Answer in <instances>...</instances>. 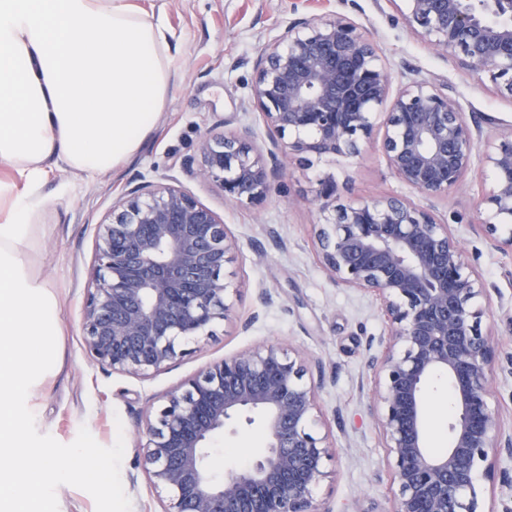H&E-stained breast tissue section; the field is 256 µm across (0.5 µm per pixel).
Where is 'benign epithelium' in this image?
<instances>
[{
	"label": "benign epithelium",
	"instance_id": "benign-epithelium-1",
	"mask_svg": "<svg viewBox=\"0 0 512 512\" xmlns=\"http://www.w3.org/2000/svg\"><path fill=\"white\" fill-rule=\"evenodd\" d=\"M408 28L469 74L489 75L512 96V0H405ZM251 96L277 137L257 148L247 126L204 134L194 174L229 200L261 201L297 158L309 165L357 157L387 106L384 150L394 175L425 199L463 182L479 125L424 78L390 94L391 73L352 20L305 14L269 39L255 61ZM493 173L485 226L512 248V127L487 146ZM336 176L317 179L313 201L319 264L336 283L373 294L389 324L373 357L376 421L398 487L387 512H481L480 480L512 450L486 401L496 347L481 329L480 275L448 224L401 197L336 203ZM236 243L224 219L173 183L128 190L97 225L82 313L88 359L149 377L230 319L237 288L226 275ZM437 373L453 391L451 445L427 448L426 387ZM305 364L269 344L208 365L167 391L140 421L142 465L166 493L163 512H326L315 490L333 445L315 431L320 386ZM262 414L265 451L219 478L214 438L236 418Z\"/></svg>",
	"mask_w": 512,
	"mask_h": 512
}]
</instances>
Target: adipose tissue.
Wrapping results in <instances>:
<instances>
[{
	"label": "adipose tissue",
	"instance_id": "obj_1",
	"mask_svg": "<svg viewBox=\"0 0 512 512\" xmlns=\"http://www.w3.org/2000/svg\"><path fill=\"white\" fill-rule=\"evenodd\" d=\"M171 32L132 0H0V512L45 504L88 450L34 457L19 422L62 365L58 306L24 256L50 171L107 172L155 129L171 82Z\"/></svg>",
	"mask_w": 512,
	"mask_h": 512
}]
</instances>
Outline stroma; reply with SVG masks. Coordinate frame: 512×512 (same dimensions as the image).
I'll return each instance as SVG.
<instances>
[{
  "instance_id": "stroma-1",
  "label": "stroma",
  "mask_w": 512,
  "mask_h": 512,
  "mask_svg": "<svg viewBox=\"0 0 512 512\" xmlns=\"http://www.w3.org/2000/svg\"><path fill=\"white\" fill-rule=\"evenodd\" d=\"M169 24L172 85L158 127L136 155L103 175L78 176L60 166L43 188L50 198L32 231L26 257L59 302L62 370L48 378L23 416L25 437L36 450L67 461L77 449L91 450L96 479L69 477L53 492L54 512H162L166 499L139 466L138 421L170 388L208 364L265 344H276L305 360V379L321 383L319 402L325 430L335 447L328 475L316 491L326 512H388L397 492L386 450L375 424L370 366L377 341L388 327L375 297L336 283L318 264L313 226L320 215L311 203L318 173L331 172L342 202L398 195L417 200L387 165L379 143L357 158L307 166L292 162L286 176L260 203L231 202L214 183L191 176L186 163L208 131L251 126L258 147L268 131L251 100L254 61L264 43L296 14V0H137ZM312 14H337L357 23L377 46L393 87L415 77L447 87L467 120L478 122L481 141L494 140L512 124V98L489 77L465 74L407 29L393 0H308ZM175 180L223 217L237 243L231 267L239 292L234 318L214 336L169 368L147 379L92 364L82 345V307L94 258L96 226L113 203L143 181ZM492 175L481 159L460 186L433 199L431 209L447 221L466 258L483 278L489 313L481 323L497 348L498 362L512 358V251L499 249L482 226L478 201ZM259 320L249 332L240 322ZM449 385L430 384V446H448ZM265 442L261 421L241 422L213 443L217 475L247 466ZM116 488L114 498L104 485Z\"/></svg>"
}]
</instances>
